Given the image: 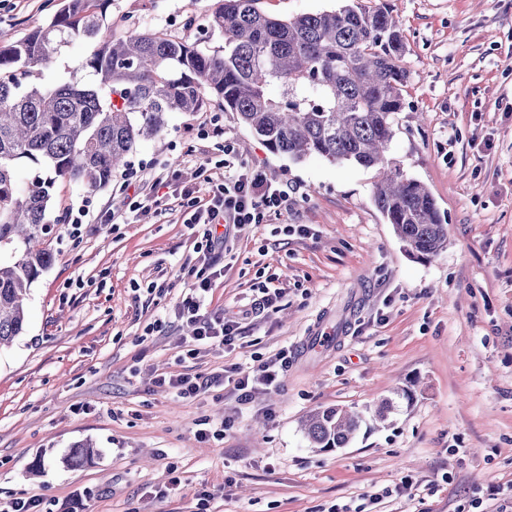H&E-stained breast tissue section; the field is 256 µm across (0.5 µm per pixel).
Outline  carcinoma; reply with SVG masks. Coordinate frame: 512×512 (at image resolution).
Returning a JSON list of instances; mask_svg holds the SVG:
<instances>
[{
    "label": "carcinoma",
    "instance_id": "obj_1",
    "mask_svg": "<svg viewBox=\"0 0 512 512\" xmlns=\"http://www.w3.org/2000/svg\"><path fill=\"white\" fill-rule=\"evenodd\" d=\"M105 27L91 0H65L46 25L0 41V253L10 252L0 259V349L25 332L28 292L53 264L44 230L59 182L109 187L137 144L167 129L169 113L199 112L212 99L275 154L375 169L374 204L409 255L428 258L447 246L431 192L386 156L410 81L390 6L346 0L337 10L278 19L257 0H220L207 18L224 36L220 50L154 30L117 38ZM74 40L96 44L78 66L94 81H36ZM273 80L277 98L266 92ZM24 160L43 174L22 181ZM361 423L336 406L312 411L302 428L311 447L333 449L346 447ZM96 455L92 441H80L61 463Z\"/></svg>",
    "mask_w": 512,
    "mask_h": 512
}]
</instances>
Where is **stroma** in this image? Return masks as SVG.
Here are the masks:
<instances>
[{
  "mask_svg": "<svg viewBox=\"0 0 512 512\" xmlns=\"http://www.w3.org/2000/svg\"><path fill=\"white\" fill-rule=\"evenodd\" d=\"M382 1L411 73L388 155L434 196L447 247L405 253L374 205V170L272 153L216 102L170 113L130 158L179 172L161 215L97 223L127 209L118 173L104 190L58 185L52 216L86 208L92 219L77 239L52 225L54 262L30 288L27 330L0 350V500L53 499L59 512H512V0H358ZM59 3L0 0V33L42 26ZM217 4L109 0L106 18L181 36L188 16ZM214 122L235 163L293 195L279 219L231 230L208 309L250 304L260 276L284 293L234 344L191 359L175 307L199 236L177 197L187 186L207 193L198 160L224 177L222 152L196 136ZM283 350L279 387L239 401L225 369L248 373ZM180 374L212 384L192 399L154 384ZM398 387L412 397L387 421L369 420L347 447H310L301 422L311 411L368 416ZM205 421L227 428L202 442ZM86 439L98 455L61 464ZM39 461L43 472L30 475Z\"/></svg>",
  "mask_w": 512,
  "mask_h": 512,
  "instance_id": "35a3bbf8",
  "label": "stroma"
}]
</instances>
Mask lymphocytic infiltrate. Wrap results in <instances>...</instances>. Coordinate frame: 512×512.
<instances>
[{"label":"lymphocytic infiltrate","mask_w":512,"mask_h":512,"mask_svg":"<svg viewBox=\"0 0 512 512\" xmlns=\"http://www.w3.org/2000/svg\"><path fill=\"white\" fill-rule=\"evenodd\" d=\"M167 181L163 169H155L149 178L137 173L125 175L121 188L129 192L128 209L132 212L149 214L151 200L157 199L161 186ZM290 194L287 185L272 181L258 169L247 166L225 176L224 180L211 182L207 197L195 196L193 189L180 194V212L183 221L201 228V266H190L192 278L189 291L182 298L178 315L193 328V346L188 356H196L203 346H226L241 335L242 327L238 317L221 313H210L206 307L212 288V269L226 246L225 235H217L213 226L243 228L250 224H265L281 216L287 210ZM288 366L287 353L276 354L274 358L262 361L254 372L241 375L234 381V389L240 400H248L258 389L272 390L278 385L280 370Z\"/></svg>","instance_id":"1"}]
</instances>
